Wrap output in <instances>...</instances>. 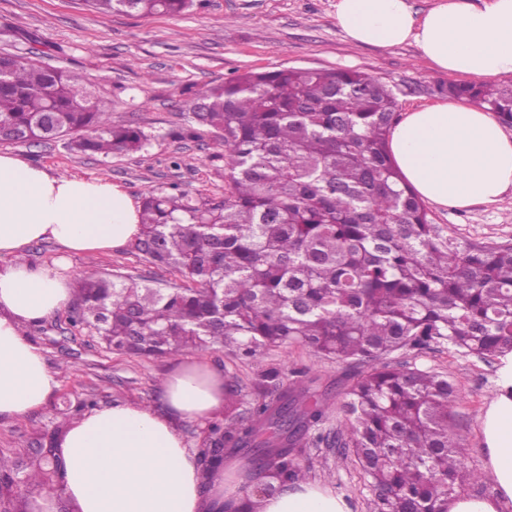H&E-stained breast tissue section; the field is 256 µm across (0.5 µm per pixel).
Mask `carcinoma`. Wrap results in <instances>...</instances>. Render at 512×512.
Masks as SVG:
<instances>
[{"label": "carcinoma", "mask_w": 512, "mask_h": 512, "mask_svg": "<svg viewBox=\"0 0 512 512\" xmlns=\"http://www.w3.org/2000/svg\"><path fill=\"white\" fill-rule=\"evenodd\" d=\"M102 13L148 17L195 0H85ZM440 92L487 105L512 125V87L452 83ZM224 162V197L200 200L173 182L148 190L130 251L170 268L181 284L153 288L77 277L67 330L95 333L109 350L159 357L219 347L257 365L255 398L240 408L224 382V412L207 421L203 483L224 450L250 456V484L232 512L306 478L299 455L323 445L351 459L371 512H448V499L482 475L464 467L453 430L458 392L448 376L392 364L396 352L448 346L492 362L512 353V243L464 241L435 224L400 186L389 151L397 100L382 81L349 69L247 71L195 93L192 108ZM3 143L62 140L76 153L144 150L148 136L115 124L87 77L28 56L0 73ZM297 344L349 368L339 395L345 428H327L329 398L285 383L258 361ZM96 398L64 402L35 447L0 454V512H30L37 493L64 494V437Z\"/></svg>", "instance_id": "carcinoma-1"}]
</instances>
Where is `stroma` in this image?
<instances>
[{
  "label": "stroma",
  "instance_id": "35a3bbf8",
  "mask_svg": "<svg viewBox=\"0 0 512 512\" xmlns=\"http://www.w3.org/2000/svg\"><path fill=\"white\" fill-rule=\"evenodd\" d=\"M336 0H197L179 15L129 16L97 13L81 0H0V49L17 54L42 50L50 64L88 75L114 122L140 128L150 138L146 150L102 158L68 151L62 143L0 144L25 161L52 172L104 178L121 185L134 201L149 188L172 182L204 198L224 194V164L211 160V134L187 102L204 86L223 84L234 75L287 67L351 68L393 89L398 113L441 101L440 86L453 76L432 70L418 48L360 47L336 26ZM434 223L448 225L480 243L512 241V193L496 204L468 208L429 205ZM95 265L104 276L131 275L149 284H172L179 276L119 248L110 253L71 258L72 273ZM63 312L26 329L38 345L59 387L47 405L20 419H0V451L22 454L37 429L49 426L63 400L96 395L100 406L117 400L148 407L162 405L161 382L174 360L202 362L236 381L239 399L252 397L255 368L222 349L198 350L180 358L147 359L106 352L97 337L57 331ZM409 362L448 375L460 392L454 407L455 433L467 468L484 471L482 417L497 394L500 366L448 348L408 356ZM263 364L291 376L308 370L320 386L342 380L345 365L287 346L266 351ZM309 480L343 498L350 512H370V493L358 472L336 449L308 448L302 457Z\"/></svg>",
  "mask_w": 512,
  "mask_h": 512
}]
</instances>
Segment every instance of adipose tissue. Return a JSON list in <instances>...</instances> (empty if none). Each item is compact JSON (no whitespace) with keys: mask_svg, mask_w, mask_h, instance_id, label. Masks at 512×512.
Segmentation results:
<instances>
[{"mask_svg":"<svg viewBox=\"0 0 512 512\" xmlns=\"http://www.w3.org/2000/svg\"><path fill=\"white\" fill-rule=\"evenodd\" d=\"M335 19L351 43H410L441 73L486 81L512 75V0H483L478 8L468 0H439L423 14L407 0H336ZM390 150L406 181L440 206L495 204L512 190V137L475 107L438 102L407 112L392 130ZM139 221L133 199L110 180L58 175L0 154V255L14 259L0 268V417H24L56 392L55 373L22 327L71 298L66 265L35 267L21 255L43 240L67 254H104L134 241ZM161 390L162 408L116 401L69 429L60 448L63 484L81 512H226L234 476L253 483L251 464L232 460L202 484L198 455L176 427L180 419H207L223 403L222 373L178 361ZM482 425L496 493L455 497L448 512H502L512 503V355ZM262 512H348V506L307 480L265 499Z\"/></svg>","mask_w":512,"mask_h":512,"instance_id":"obj_1","label":"adipose tissue"}]
</instances>
